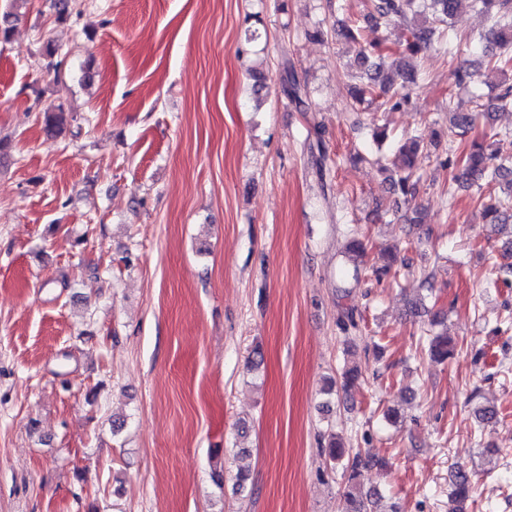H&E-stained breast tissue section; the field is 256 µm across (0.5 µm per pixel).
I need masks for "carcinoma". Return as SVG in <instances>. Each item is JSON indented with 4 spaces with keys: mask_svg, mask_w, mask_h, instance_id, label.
<instances>
[{
    "mask_svg": "<svg viewBox=\"0 0 512 512\" xmlns=\"http://www.w3.org/2000/svg\"><path fill=\"white\" fill-rule=\"evenodd\" d=\"M368 17L380 24L394 17L405 18L413 14V24L406 37L392 46L382 42L362 43L359 40L360 26L356 20L341 22V36L358 45L357 61L362 70L363 81L353 94V105L379 103L383 110L395 111L409 103L414 77L408 69V59L429 49L445 56H454L460 51L461 41L452 29V19L457 14L462 0H431L433 13L430 16L415 10L417 0H371ZM471 6L481 13L496 10L492 16L498 52L488 60V70L497 75H505L512 70V0H470ZM281 86L288 98L302 111L308 110L307 95L303 86L296 80L288 60L281 62ZM76 121V117L62 108H50L43 112V129L48 135L59 134L64 127ZM482 127V136L471 142L468 150L448 158V168L452 169V181L457 184L475 186L478 189L492 187L499 183L512 186V155L502 156L492 144L502 136L494 125V115L482 109L474 102L470 110L452 112L449 117L448 139L465 137L476 127ZM421 148L419 137L410 138L398 147L394 165L398 178L391 184L400 193L403 201L409 203L419 194L420 179L414 177L413 169ZM479 205L483 223L490 225L496 233H506L512 237V189L504 196L496 194L480 195ZM345 254L352 263L354 277L361 276L367 269L373 273L399 275V268L408 264L398 262L397 254L388 251L380 254L372 266L365 262V247L356 236L350 237ZM410 313L414 316H428L427 352L438 362H445L454 356L455 344L448 332L433 331V327L442 324L440 313L429 309L423 298L410 304ZM361 369L356 366L345 367L340 380L331 381L323 388L327 396L339 392L348 393L359 384ZM322 452L329 462L341 468L347 480L342 512H382L383 496L376 490L360 489L358 477L360 470L370 466L386 465L383 459L364 456L361 451H353L329 432L327 445ZM473 475L464 467L456 468L450 479L448 491V512H465V505L473 500Z\"/></svg>",
    "mask_w": 512,
    "mask_h": 512,
    "instance_id": "carcinoma-1",
    "label": "carcinoma"
}]
</instances>
